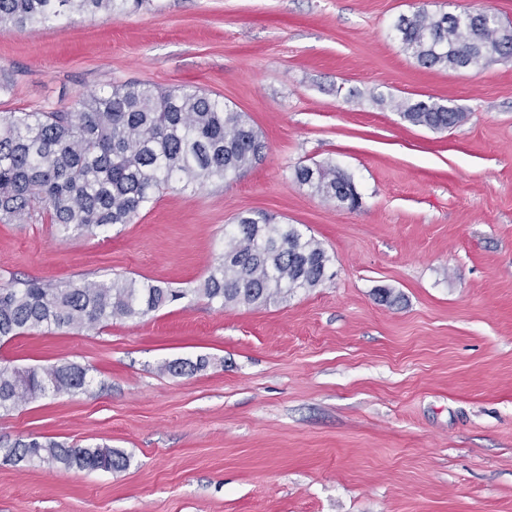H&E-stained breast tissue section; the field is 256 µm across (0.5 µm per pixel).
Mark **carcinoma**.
<instances>
[{
	"label": "carcinoma",
	"mask_w": 512,
	"mask_h": 512,
	"mask_svg": "<svg viewBox=\"0 0 512 512\" xmlns=\"http://www.w3.org/2000/svg\"><path fill=\"white\" fill-rule=\"evenodd\" d=\"M128 0H0V32L49 25L71 14L111 13ZM404 51L426 68H468L512 57V32L499 18L488 26L471 11L452 16L421 6L399 17ZM409 123L447 130L464 113L439 101H398ZM265 149L259 133L218 100L185 85L158 89L126 84L75 100L70 112H23L0 119V221L39 208L65 232H92L130 224L164 187L187 188L227 180L248 169ZM297 180L325 200L355 206L351 180L330 166H302ZM224 254L193 293L219 307L264 306L327 278L330 257L295 224H274L240 214L224 234ZM187 292L151 281L109 280L49 285L36 280L0 288V341L25 330H91L112 319L149 315ZM205 361L165 364L184 375ZM76 364L19 368L0 362V410L48 393L70 394L89 385ZM3 461H39L82 471H116L128 456L108 446L70 445L52 439L19 440L0 448Z\"/></svg>",
	"instance_id": "1"
}]
</instances>
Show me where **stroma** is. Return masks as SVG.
Instances as JSON below:
<instances>
[{"label":"stroma","instance_id":"obj_1","mask_svg":"<svg viewBox=\"0 0 512 512\" xmlns=\"http://www.w3.org/2000/svg\"><path fill=\"white\" fill-rule=\"evenodd\" d=\"M423 5L512 20V0H140L0 33V116L188 85L266 144L239 177L164 190L103 232L64 235L39 211L0 222V287L193 288L248 212L331 259L321 285L261 307L190 296L1 344L0 361L76 363L90 384L1 410L0 447L49 436L130 464L0 461V512H512V58L418 65L395 25ZM428 97L463 121L437 131L394 108ZM314 164L349 177L359 207L300 184Z\"/></svg>","mask_w":512,"mask_h":512}]
</instances>
